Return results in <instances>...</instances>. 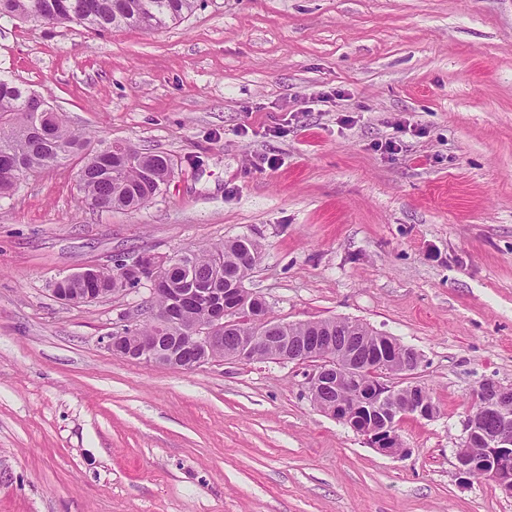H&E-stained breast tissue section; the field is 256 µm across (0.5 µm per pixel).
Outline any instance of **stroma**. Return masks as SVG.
Masks as SVG:
<instances>
[{
    "label": "stroma",
    "instance_id": "35a3bbf8",
    "mask_svg": "<svg viewBox=\"0 0 512 512\" xmlns=\"http://www.w3.org/2000/svg\"><path fill=\"white\" fill-rule=\"evenodd\" d=\"M68 124L170 158L137 211L75 162L0 198V512H512L455 450L512 384V0H203L100 35L0 19V75ZM259 242L280 322L418 349L434 418L378 453L310 401L311 363L126 359L148 285L67 305L89 265Z\"/></svg>",
    "mask_w": 512,
    "mask_h": 512
}]
</instances>
